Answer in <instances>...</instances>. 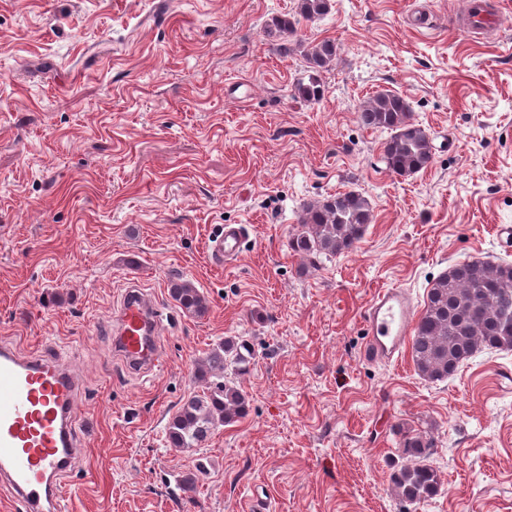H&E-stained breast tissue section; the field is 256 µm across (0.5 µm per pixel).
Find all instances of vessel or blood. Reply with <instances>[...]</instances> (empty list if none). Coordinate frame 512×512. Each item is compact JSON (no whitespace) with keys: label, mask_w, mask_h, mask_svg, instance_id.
Instances as JSON below:
<instances>
[{"label":"vessel or blood","mask_w":512,"mask_h":512,"mask_svg":"<svg viewBox=\"0 0 512 512\" xmlns=\"http://www.w3.org/2000/svg\"><path fill=\"white\" fill-rule=\"evenodd\" d=\"M243 228L225 225L210 248L216 265L235 260ZM418 318L416 298L403 288L380 290L367 305L368 362L398 361ZM113 347L127 371L158 369L159 313L138 286L126 288L113 318ZM83 388L67 355L36 350L27 354L0 345V482L8 485L20 512H63V485L82 459L77 406Z\"/></svg>","instance_id":"vessel-or-blood-1"}]
</instances>
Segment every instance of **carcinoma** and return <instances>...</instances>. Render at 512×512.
Masks as SVG:
<instances>
[{
	"label": "carcinoma",
	"mask_w": 512,
	"mask_h": 512,
	"mask_svg": "<svg viewBox=\"0 0 512 512\" xmlns=\"http://www.w3.org/2000/svg\"><path fill=\"white\" fill-rule=\"evenodd\" d=\"M330 8L331 0H297L295 13L272 19L268 35L294 37L300 20L318 19ZM336 55L337 47L331 40L307 51L311 73L308 80L293 86V97L303 102L321 100L326 88L320 74ZM358 120L366 128L390 131L382 154L390 173L408 176L432 162L429 134L415 121L403 95L376 93L359 107ZM371 219L370 203L355 191L306 203L288 248L314 266L324 258L352 250ZM168 290L182 311L205 313V298L183 277L171 278ZM500 350H512V263L468 260L448 267L429 288L411 336L412 360L419 375L433 382L443 381L477 353ZM253 358L254 351L244 339H226L207 352L194 371L202 392L187 397L168 423L166 437L171 447L200 448L220 426L247 415L249 400L235 379L248 372ZM396 432L405 459L393 474L398 495L410 504L426 501L440 486L439 474L429 463L434 441L400 426Z\"/></svg>",
	"instance_id": "cac0c4a2"
}]
</instances>
